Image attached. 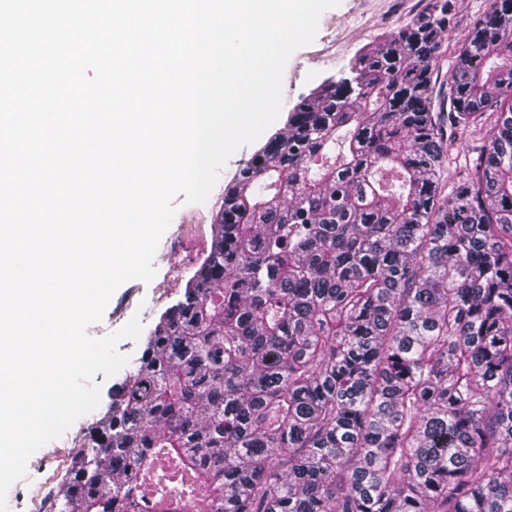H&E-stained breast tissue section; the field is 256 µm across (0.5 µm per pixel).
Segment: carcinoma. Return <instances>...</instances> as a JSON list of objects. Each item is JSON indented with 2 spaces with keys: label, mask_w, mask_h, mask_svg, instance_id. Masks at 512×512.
<instances>
[{
  "label": "carcinoma",
  "mask_w": 512,
  "mask_h": 512,
  "mask_svg": "<svg viewBox=\"0 0 512 512\" xmlns=\"http://www.w3.org/2000/svg\"><path fill=\"white\" fill-rule=\"evenodd\" d=\"M454 7L362 47L224 187L56 512H512V0L438 112Z\"/></svg>",
  "instance_id": "cac0c4a2"
}]
</instances>
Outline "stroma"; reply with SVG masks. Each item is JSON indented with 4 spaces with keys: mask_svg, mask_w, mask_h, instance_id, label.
Masks as SVG:
<instances>
[{
    "mask_svg": "<svg viewBox=\"0 0 512 512\" xmlns=\"http://www.w3.org/2000/svg\"><path fill=\"white\" fill-rule=\"evenodd\" d=\"M491 0H456L454 21L440 56L439 74L447 76L455 61V43L489 8ZM427 0H340L338 6L322 13L315 40L296 50L283 73L282 111H289L323 79L335 75L355 52L377 36L398 29L419 14ZM256 144L239 148L227 161L220 177L201 204L185 203L176 196L177 212L161 237L154 253L156 274L150 282L131 280L117 288L100 322L88 333L99 338L123 328L131 319H139L143 330H150L160 315L181 298L188 279L200 260L209 252L214 218L220 208L224 187L256 151ZM119 375L96 374L100 403L79 417L59 438L47 443L65 466L85 443L88 429L104 416L112 387Z\"/></svg>",
    "mask_w": 512,
    "mask_h": 512,
    "instance_id": "stroma-1",
    "label": "stroma"
}]
</instances>
